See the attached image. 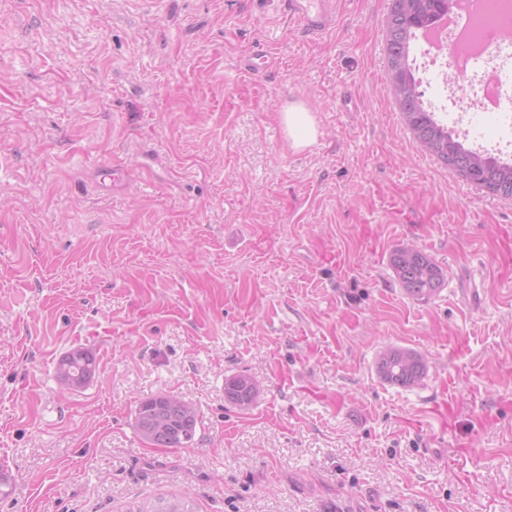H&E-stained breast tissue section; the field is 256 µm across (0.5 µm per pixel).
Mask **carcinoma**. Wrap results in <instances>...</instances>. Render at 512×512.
<instances>
[{
  "label": "carcinoma",
  "instance_id": "cac0c4a2",
  "mask_svg": "<svg viewBox=\"0 0 512 512\" xmlns=\"http://www.w3.org/2000/svg\"><path fill=\"white\" fill-rule=\"evenodd\" d=\"M453 0H402L392 6L386 22L385 73L406 125L430 156L487 193L512 199V163L464 146L429 109L425 108L417 80L409 63L411 42L416 32L434 24L452 7ZM391 266L398 282L411 296L428 299L440 288V269L428 255L414 247H400L391 255ZM96 358L87 348L66 352L56 366V377L69 388L86 385L95 375ZM379 376L391 385L414 388L426 376V364L412 349L390 346L377 358ZM260 390L247 374L224 380V399L240 410L255 405ZM201 423L195 408L183 399L159 394L138 405L134 428L144 443L156 448H185L195 441Z\"/></svg>",
  "mask_w": 512,
  "mask_h": 512
}]
</instances>
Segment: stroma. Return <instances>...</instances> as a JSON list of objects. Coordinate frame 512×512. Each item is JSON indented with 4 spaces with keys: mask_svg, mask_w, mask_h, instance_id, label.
Masks as SVG:
<instances>
[{
    "mask_svg": "<svg viewBox=\"0 0 512 512\" xmlns=\"http://www.w3.org/2000/svg\"><path fill=\"white\" fill-rule=\"evenodd\" d=\"M391 6L338 0L314 37L285 0H0V512H512V200L404 125ZM439 118L495 153L499 122ZM400 246L441 269L432 297L398 284ZM77 346L97 370L67 390ZM389 346L420 386L379 377ZM158 394L197 408L191 447L138 438ZM281 124L294 148H304L316 138L313 115L303 105H290L279 114ZM96 358L87 348L77 347L66 352L56 366V377L68 389L81 388L95 375ZM376 368L386 383L403 388L419 386L427 373L426 364L419 353L394 346L381 351ZM260 390L247 374H236L224 380V399L240 410H249L255 405Z\"/></svg>",
    "mask_w": 512,
    "mask_h": 512,
    "instance_id": "obj_1",
    "label": "stroma"
}]
</instances>
